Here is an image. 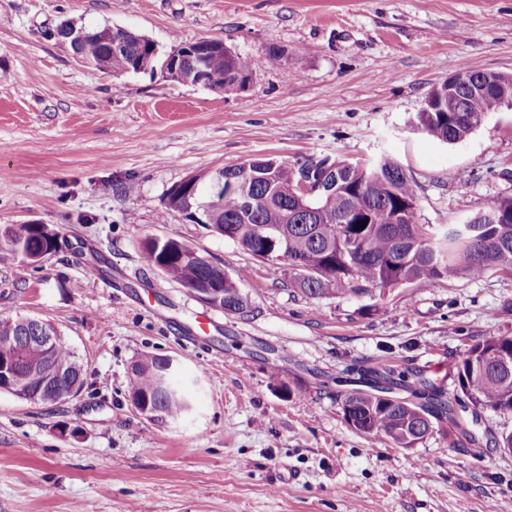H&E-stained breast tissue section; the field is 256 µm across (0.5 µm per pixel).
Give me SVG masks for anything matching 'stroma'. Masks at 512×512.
<instances>
[{
	"mask_svg": "<svg viewBox=\"0 0 512 512\" xmlns=\"http://www.w3.org/2000/svg\"><path fill=\"white\" fill-rule=\"evenodd\" d=\"M71 20L146 35L160 53L201 38L254 61L241 91L119 77L42 35ZM512 76V0H0V228L60 233L33 265L0 253V316L54 323L86 372L82 395L35 406L0 394V512H512V455L482 412L475 441L445 424L412 448L358 433L341 410L354 364L448 366L480 336L512 335V274L311 299L287 262L207 225L158 215L191 174L274 156H387L416 183L423 223L459 224L512 196V107L464 140L418 126L430 90ZM175 237L240 276L249 310L210 308L144 265ZM177 359L192 415L148 419L132 365Z\"/></svg>",
	"mask_w": 512,
	"mask_h": 512,
	"instance_id": "35a3bbf8",
	"label": "stroma"
}]
</instances>
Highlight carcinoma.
<instances>
[{
  "label": "carcinoma",
  "instance_id": "cac0c4a2",
  "mask_svg": "<svg viewBox=\"0 0 512 512\" xmlns=\"http://www.w3.org/2000/svg\"><path fill=\"white\" fill-rule=\"evenodd\" d=\"M218 40L201 38L186 45L180 68H202L204 87L229 92L235 83L246 84L254 62L247 56L215 47ZM119 52H114V47ZM78 54L96 69L119 75L137 73L138 60L157 62L156 44L140 34L114 26L109 42L95 37L82 41ZM431 90L418 124L429 136L455 143L479 127L486 117L507 101L501 93H464L448 111V99ZM338 184L332 193L301 205L290 194L303 165L273 158H249L223 167V182L205 173L194 175L195 195L190 201L165 198L159 214L165 222L173 210L186 212V220H204L212 231L236 233V243L256 258L270 253V262H288L301 292L309 298L369 295L408 286H432L447 279L482 277L500 271L512 273V197L493 201L461 224L437 227L421 222L412 177L396 161L379 157L368 164L334 160ZM366 222L362 229L357 223ZM288 228V237L272 244L262 237L263 225ZM60 248L59 233L47 224H14L0 229V250L17 254L22 249L31 262ZM145 263L162 271L188 291L220 288L224 299L213 308L226 310L242 296L238 280L219 275L194 257V250L175 238L154 239L143 246ZM54 330L55 343L39 340L42 328L26 316H0V336L8 331L30 337L21 352L22 366L0 393L28 399L34 378H43L52 367L67 370L63 384L39 396V403L53 404L73 385L83 386L84 368L76 352ZM512 336L478 339L454 364L460 395L456 403L467 410L512 413ZM359 387L346 392L342 412L356 431L382 437L399 448H412L430 431L428 421L448 420L464 437L470 436L466 420L443 398L441 389L423 372L398 370L374 361L359 369ZM177 371L165 356H146L129 375L130 396L141 400L159 417L180 420L191 411L188 391L176 382ZM411 392L416 400L394 401L393 388Z\"/></svg>",
  "mask_w": 512,
  "mask_h": 512
}]
</instances>
